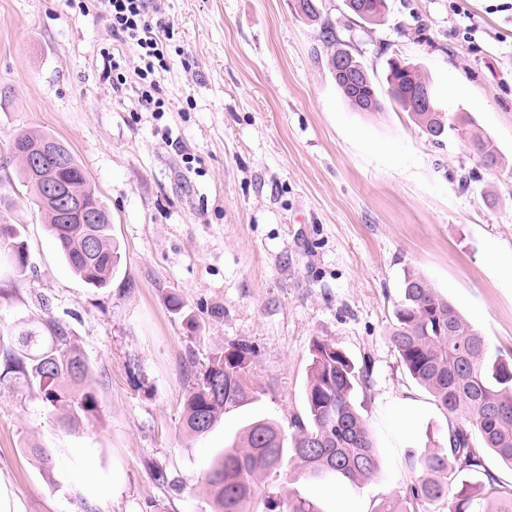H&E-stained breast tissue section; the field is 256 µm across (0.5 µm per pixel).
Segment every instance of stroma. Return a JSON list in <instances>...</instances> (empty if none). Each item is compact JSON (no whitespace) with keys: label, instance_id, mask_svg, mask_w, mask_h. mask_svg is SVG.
<instances>
[{"label":"stroma","instance_id":"1","mask_svg":"<svg viewBox=\"0 0 512 512\" xmlns=\"http://www.w3.org/2000/svg\"><path fill=\"white\" fill-rule=\"evenodd\" d=\"M315 2L379 90L391 55L417 64L442 111L470 115L501 166L484 168L460 140L435 144L392 101L375 115L353 110L320 23L297 0H162L176 50L157 113L104 77L102 48L132 69L139 59L100 13L0 0V215L29 254L23 271L0 267V337L58 322L97 400L65 427L23 375L0 380V483L19 512H213L204 475L225 444L252 420L288 435L305 416L317 340L368 369L355 403L379 471L357 484L315 480L286 460L249 508L265 512L288 484L321 512H375L417 480L406 450L448 434L447 414L390 342L411 270L488 336L492 354L512 356V0H387L379 25L344 0ZM26 130L61 139L108 207L122 259L107 287L72 273L17 180L9 144ZM234 342L254 349L264 393L188 437L187 390ZM409 399L418 417L402 428ZM479 454L482 467L452 475L428 512H448L465 485L512 491V465ZM88 456L99 495L80 479Z\"/></svg>","mask_w":512,"mask_h":512}]
</instances>
